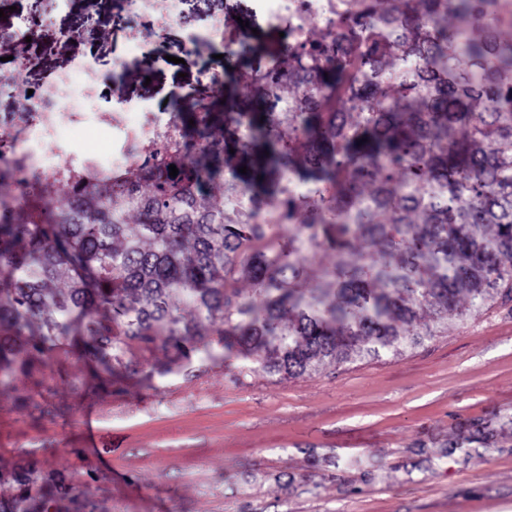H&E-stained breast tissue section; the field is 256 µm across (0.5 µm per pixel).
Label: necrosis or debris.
<instances>
[{
    "label": "necrosis or debris",
    "instance_id": "necrosis-or-debris-1",
    "mask_svg": "<svg viewBox=\"0 0 512 512\" xmlns=\"http://www.w3.org/2000/svg\"><path fill=\"white\" fill-rule=\"evenodd\" d=\"M184 0H122L134 18L129 31L130 54L142 53L149 39L177 23ZM269 26L290 28L305 42L316 25L335 30L340 14L356 0H258ZM107 78L87 60L60 71L55 84L28 87L17 81L0 86L16 105L0 113V171H7L15 197L39 210L47 183L64 181L71 170L112 175L135 168L148 150L182 147L186 136L174 116L163 117L143 107L103 111L95 101Z\"/></svg>",
    "mask_w": 512,
    "mask_h": 512
}]
</instances>
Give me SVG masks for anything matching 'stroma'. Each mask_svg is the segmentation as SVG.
Returning <instances> with one entry per match:
<instances>
[{
    "label": "stroma",
    "instance_id": "1",
    "mask_svg": "<svg viewBox=\"0 0 512 512\" xmlns=\"http://www.w3.org/2000/svg\"><path fill=\"white\" fill-rule=\"evenodd\" d=\"M201 7L186 0L180 22L133 55L121 0H69L25 46L26 80L48 84L90 59L105 74L122 66V96L157 113L201 99L217 112L260 111L234 80L277 46L278 31L252 0H209L234 47L171 63L201 27ZM89 14L95 23L83 26ZM42 371L71 411L37 420L0 399V462L37 450L47 469L89 487L98 512H512V301L449 321L402 355L297 378L264 373L215 338L189 374L134 376L108 396L75 395L82 367L62 348Z\"/></svg>",
    "mask_w": 512,
    "mask_h": 512
}]
</instances>
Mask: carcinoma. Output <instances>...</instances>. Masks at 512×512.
I'll return each instance as SVG.
<instances>
[{"mask_svg": "<svg viewBox=\"0 0 512 512\" xmlns=\"http://www.w3.org/2000/svg\"><path fill=\"white\" fill-rule=\"evenodd\" d=\"M389 2L359 0L339 36L268 57L265 112L211 114L184 155L118 189L76 179L40 221L0 177V398L64 415L44 381L17 384L56 343L88 369L78 392H112L125 357L157 349L166 361L150 374L165 377L211 336L295 378L400 354L512 300V0ZM284 92L293 105L277 112ZM235 159L247 173L220 183ZM290 173L316 194L288 196ZM223 187L248 207L213 206ZM1 478L17 494L0 512H95L33 452Z\"/></svg>", "mask_w": 512, "mask_h": 512, "instance_id": "cac0c4a2", "label": "carcinoma"}]
</instances>
